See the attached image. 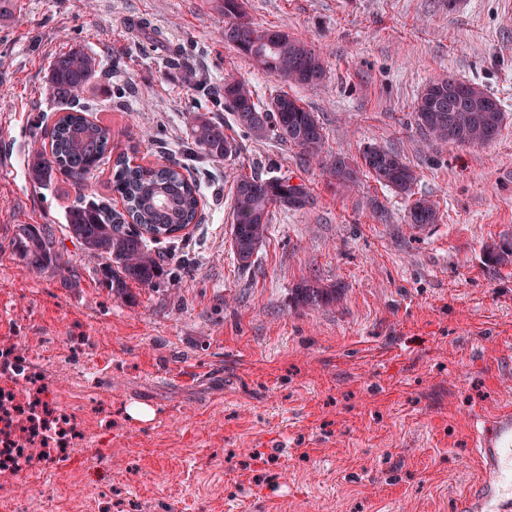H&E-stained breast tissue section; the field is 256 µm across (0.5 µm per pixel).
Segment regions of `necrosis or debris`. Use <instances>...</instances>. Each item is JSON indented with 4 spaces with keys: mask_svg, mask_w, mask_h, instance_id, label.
<instances>
[{
    "mask_svg": "<svg viewBox=\"0 0 512 512\" xmlns=\"http://www.w3.org/2000/svg\"><path fill=\"white\" fill-rule=\"evenodd\" d=\"M35 380L31 355L1 345L0 472L43 482L47 476L35 466L36 452L62 459L78 433L65 411H52L49 396L21 399L20 389Z\"/></svg>",
    "mask_w": 512,
    "mask_h": 512,
    "instance_id": "obj_1",
    "label": "necrosis or debris"
}]
</instances>
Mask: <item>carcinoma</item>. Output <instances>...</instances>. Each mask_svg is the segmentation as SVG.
I'll return each instance as SVG.
<instances>
[{"label": "carcinoma", "instance_id": "carcinoma-1", "mask_svg": "<svg viewBox=\"0 0 512 512\" xmlns=\"http://www.w3.org/2000/svg\"><path fill=\"white\" fill-rule=\"evenodd\" d=\"M224 12V42L240 54L256 61L271 76L301 86L319 84L325 76L319 55L301 39L288 33L258 28L248 19L245 0H220ZM99 61L80 48L58 55L49 66V88L71 99L68 111L60 115L50 131V153L33 152L27 161L28 178L37 184L56 176L85 187L101 166L112 164L110 187L123 202V211L112 210L103 200L81 194L67 214L68 231L85 250L106 261L104 272L111 280L112 293L123 296L130 285L151 287L157 283L161 255L150 244L172 242L197 223L202 193L184 171L189 165L164 159L156 166H134L127 156L112 157V127L89 120L86 106L77 102L92 83ZM464 86L452 76L431 81L422 92L415 112L416 124L429 137L460 144H485L501 133L505 116L499 102L486 95L482 109L463 96L455 100V111L448 112V85ZM224 106L234 113L237 124L258 138L269 136L300 148L304 160L318 161L323 152V133L314 113L299 100L282 91L265 105L255 99L244 79L224 81ZM458 129L448 137V123ZM192 147L215 162L237 153L233 137L224 132V123L204 114L190 117ZM361 164L379 184L411 194L416 176L391 150L367 146ZM330 175L337 183L357 181L356 168L338 157L331 163ZM310 203V192L303 183H292L287 174L262 178L240 176L233 188L232 247L237 261L248 266L267 238L270 213L275 208L300 210ZM438 220L435 205L425 199L413 201L408 221L416 226ZM17 249L28 266L40 272L53 258V240L44 228L25 225L20 229ZM338 288H325L304 282L295 288L299 305L319 306L340 298Z\"/></svg>", "mask_w": 512, "mask_h": 512}]
</instances>
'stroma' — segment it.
I'll use <instances>...</instances> for the list:
<instances>
[{"label":"stroma","instance_id":"obj_1","mask_svg":"<svg viewBox=\"0 0 512 512\" xmlns=\"http://www.w3.org/2000/svg\"><path fill=\"white\" fill-rule=\"evenodd\" d=\"M258 27L305 40L315 86H283L225 45L213 0H14L0 19V337L28 350L44 391L85 430L47 482L0 488L57 512H456L478 467L473 415L512 405V0H248ZM100 60L83 95L116 151L149 166L180 157L200 112L238 143L197 160L200 220L162 245L160 283L113 296L103 259L68 233L78 188L30 182L32 151L68 99L48 87L55 56ZM452 74L498 100L500 136L440 144L415 123L432 78ZM244 76L262 102L288 91L314 112L327 154L397 152L438 221L372 178L329 183L296 147L257 139L224 107ZM288 174L310 205L274 210L249 267L231 243V186ZM50 227L57 262L34 273L18 225ZM342 289L298 307L302 282ZM152 417L138 421L132 406ZM438 220L435 205L429 200L415 199L409 209L408 221L414 226L434 224Z\"/></svg>","mask_w":512,"mask_h":512}]
</instances>
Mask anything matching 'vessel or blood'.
<instances>
[{
    "label": "vessel or blood",
    "mask_w": 512,
    "mask_h": 512,
    "mask_svg": "<svg viewBox=\"0 0 512 512\" xmlns=\"http://www.w3.org/2000/svg\"><path fill=\"white\" fill-rule=\"evenodd\" d=\"M472 447L478 476L459 500L460 512H512V408L475 417Z\"/></svg>",
    "instance_id": "b4317fda"
}]
</instances>
